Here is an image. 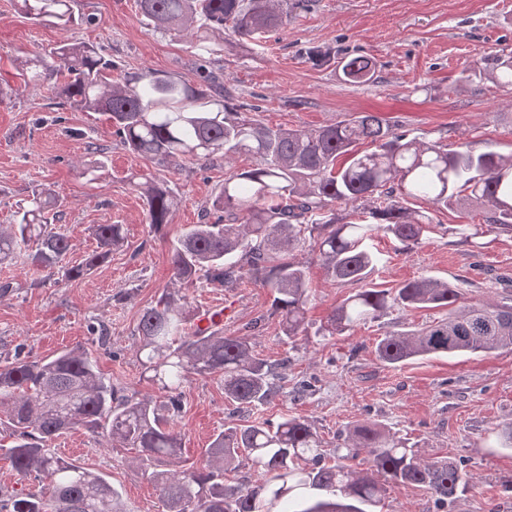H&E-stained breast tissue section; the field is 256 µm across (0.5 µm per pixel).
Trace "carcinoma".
Masks as SVG:
<instances>
[{"instance_id": "1", "label": "carcinoma", "mask_w": 512, "mask_h": 512, "mask_svg": "<svg viewBox=\"0 0 512 512\" xmlns=\"http://www.w3.org/2000/svg\"><path fill=\"white\" fill-rule=\"evenodd\" d=\"M289 0H137L145 25L155 33L183 38L198 61L223 51L224 32L255 38L288 24ZM73 0H15L16 11L42 24L67 28L93 18L75 16ZM351 83L372 78L371 62L356 56L338 62ZM29 80L55 79L72 108L108 115L132 153L157 164L181 160L230 165L244 154L253 167L224 179L211 224H193L169 248L175 283L190 286L203 276L234 288L254 281L272 295L269 317L283 336L309 335L310 297L306 263L298 252L310 248L327 280L358 284L316 330L341 335L374 321L394 307L448 308V316L414 330L378 340L377 359L398 367L436 356L479 355L512 347V305L465 302L446 280L420 277L396 288L368 282L381 262L375 246L390 236L403 248L420 244L436 229L432 218L409 207L458 205L461 193L483 209L485 228H451L468 243L488 232L512 233V154L456 150L417 138L406 139L371 112H360L317 129L270 127L224 101L204 68L196 77L160 76L151 71L112 77L114 65L92 43H63L22 61ZM488 77L512 88V54L494 59ZM368 141L374 150L360 153ZM133 186L145 200L152 229L170 223L177 204L171 181L152 171ZM57 201L35 191L0 226V263L25 249L30 264L55 275L71 244L64 225L50 227ZM96 250L65 269L80 278L123 247L121 224L94 229ZM219 314L200 313L179 288H168L141 313L135 355L163 399H134L99 371L98 360L82 347L53 358L31 360L17 351L0 359V426L10 430L5 449L22 477L36 474L43 490L0 498V512H126L120 494L105 478L68 462L48 443L76 428L102 434L106 445L132 448L139 464L152 470L165 512H371L386 491L384 483L425 488L445 506L472 485V476L448 457L429 458L417 446L375 422L340 429L336 447L325 443L307 421L289 414L275 421L236 424L215 435L205 464L162 469L181 450L174 415L189 375L218 377L233 405L258 407L276 399L303 397L299 382L288 394L277 383L288 361L272 364L254 348L264 327L260 318L234 336L218 327ZM207 320V326L199 321ZM246 468L236 485L228 472Z\"/></svg>"}]
</instances>
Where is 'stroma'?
Segmentation results:
<instances>
[{
    "mask_svg": "<svg viewBox=\"0 0 512 512\" xmlns=\"http://www.w3.org/2000/svg\"><path fill=\"white\" fill-rule=\"evenodd\" d=\"M73 10L94 15L95 24L66 30L36 24L16 12L14 0H0V79L12 90L0 104V225L13 221L17 203L32 190L46 189L61 202L54 221L66 226L72 243L65 266L95 249L96 225H123L126 242L93 273L73 281L45 279L21 255L0 264V284L11 286L0 296V353L20 346L39 360L80 346L94 353L101 373L125 395L156 399L160 393L143 377L133 345L143 309L170 283L168 245L202 222L231 169L249 168L253 160L243 155L230 167L220 160L187 161L167 171L178 206L172 223L151 232L144 199L131 182L147 160L123 146L106 116L59 106L54 82H25L15 62L64 40L101 47L121 76L149 69L189 78L198 61L184 41L149 32L136 0H75ZM328 49L370 57L375 81L344 82L335 65L316 59ZM509 52L512 0H300L286 27L255 40L226 37L223 55L209 70L229 105L256 106V119L271 127L315 129L376 112L410 139L506 155L512 153V90L465 71ZM80 161L102 163L97 180L80 177ZM432 216L444 233L413 249L381 240L383 261L372 275L376 286L433 276L459 284L468 302L512 297V234H485L475 248L451 229L481 223L478 209L465 204ZM310 277L308 320L315 330L352 288L327 283L315 262ZM187 294L200 310L220 313L228 335L266 314L271 304L267 289L247 281L224 288L201 278ZM444 316L441 309L396 307L344 335L314 333L294 342L276 321L267 322L256 339L258 352L272 363L287 360L285 389L303 380L311 389L302 399L253 409L250 420L284 413L304 418L330 447L344 426L374 421L417 443L425 456L451 457L474 478L473 488L443 510L425 489L390 486L380 512H512V451L497 447L494 433L498 424L512 421V349L396 368L375 358L383 336ZM100 328L110 345H99ZM240 419L218 379L191 376L175 417L183 463H202L214 435ZM51 446L71 449L72 460L105 475L128 512H163L159 491L133 450L107 447L101 435L82 428Z\"/></svg>",
    "mask_w": 512,
    "mask_h": 512,
    "instance_id": "stroma-1",
    "label": "stroma"
}]
</instances>
